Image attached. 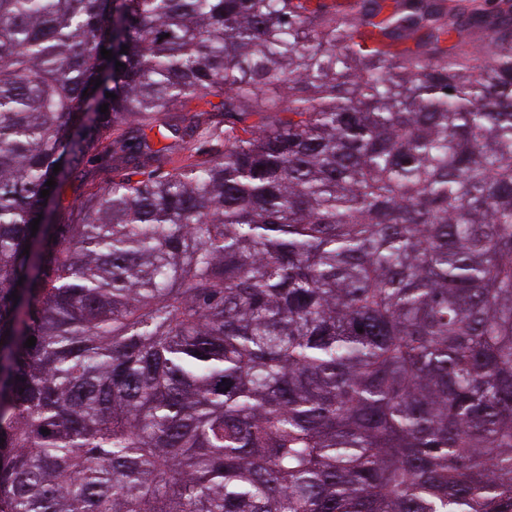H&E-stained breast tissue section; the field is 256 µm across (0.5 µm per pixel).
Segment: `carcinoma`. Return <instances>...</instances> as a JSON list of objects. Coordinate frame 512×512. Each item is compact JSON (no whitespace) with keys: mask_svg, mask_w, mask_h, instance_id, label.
Masks as SVG:
<instances>
[{"mask_svg":"<svg viewBox=\"0 0 512 512\" xmlns=\"http://www.w3.org/2000/svg\"><path fill=\"white\" fill-rule=\"evenodd\" d=\"M0 512H512V0H0Z\"/></svg>","mask_w":512,"mask_h":512,"instance_id":"carcinoma-1","label":"carcinoma"}]
</instances>
